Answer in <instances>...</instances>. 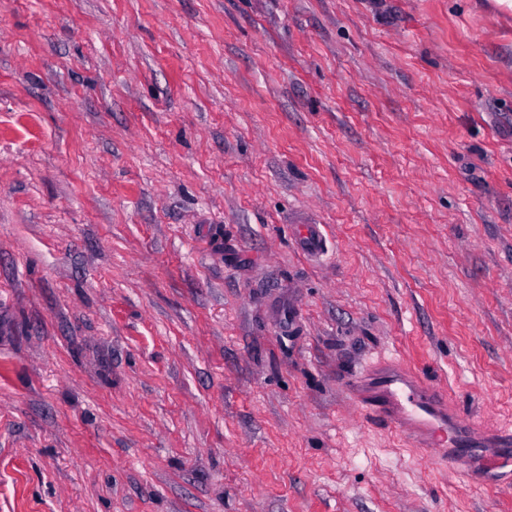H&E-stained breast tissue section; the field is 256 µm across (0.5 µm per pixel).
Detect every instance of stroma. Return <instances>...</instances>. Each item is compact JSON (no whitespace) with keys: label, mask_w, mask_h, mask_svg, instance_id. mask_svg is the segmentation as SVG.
Returning a JSON list of instances; mask_svg holds the SVG:
<instances>
[{"label":"stroma","mask_w":512,"mask_h":512,"mask_svg":"<svg viewBox=\"0 0 512 512\" xmlns=\"http://www.w3.org/2000/svg\"><path fill=\"white\" fill-rule=\"evenodd\" d=\"M391 358L512 426V13L0 0V512H512ZM297 248L310 256L319 255L325 246V238L319 224H300L296 227ZM366 381H354L349 387L356 400L373 419L398 429L407 439L429 452L438 467L448 465L460 451L473 463L467 476L484 486L510 492L512 489V431L497 429L479 432L458 413L448 412V399L442 390L425 383L406 370L373 368ZM361 390V401L355 392ZM493 437L494 451H488L484 439ZM448 446V460L434 449Z\"/></svg>","instance_id":"obj_1"}]
</instances>
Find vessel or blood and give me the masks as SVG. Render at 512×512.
Here are the masks:
<instances>
[{
	"label": "vessel or blood",
	"instance_id": "obj_1",
	"mask_svg": "<svg viewBox=\"0 0 512 512\" xmlns=\"http://www.w3.org/2000/svg\"><path fill=\"white\" fill-rule=\"evenodd\" d=\"M295 241L307 255H319L325 245L320 225L297 226ZM361 407L373 419L398 429L407 439L422 442L436 466L465 453L473 463L471 479L502 491L512 489V430L497 429L488 437L459 414L449 412L442 390L406 370L372 369L367 380L352 382Z\"/></svg>",
	"mask_w": 512,
	"mask_h": 512
}]
</instances>
